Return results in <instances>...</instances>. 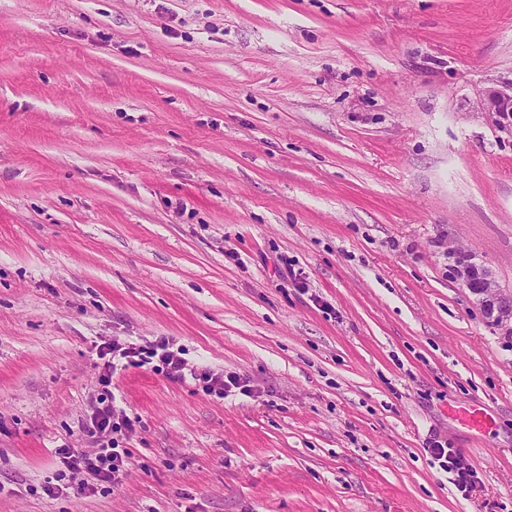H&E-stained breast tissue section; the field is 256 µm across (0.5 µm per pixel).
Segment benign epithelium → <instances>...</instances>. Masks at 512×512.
Segmentation results:
<instances>
[{
  "mask_svg": "<svg viewBox=\"0 0 512 512\" xmlns=\"http://www.w3.org/2000/svg\"><path fill=\"white\" fill-rule=\"evenodd\" d=\"M478 107L491 114L500 129L512 131V79L487 87ZM446 257L452 277L473 296L485 319L501 335L512 337V289L499 287L491 270L468 250L450 248Z\"/></svg>",
  "mask_w": 512,
  "mask_h": 512,
  "instance_id": "7a95c632",
  "label": "benign epithelium"
}]
</instances>
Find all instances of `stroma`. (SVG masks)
<instances>
[{
    "label": "stroma",
    "mask_w": 512,
    "mask_h": 512,
    "mask_svg": "<svg viewBox=\"0 0 512 512\" xmlns=\"http://www.w3.org/2000/svg\"><path fill=\"white\" fill-rule=\"evenodd\" d=\"M492 78L512 0H0V512H512V338L446 259L512 289ZM115 336L253 393L128 368L124 482L46 495ZM459 417L469 429L477 434L485 432L492 425V417L483 409L462 408L459 410ZM428 448L440 469L453 474L452 483L461 495L471 497L477 482V471L473 464L465 461L453 448H448V443L434 441Z\"/></svg>",
    "instance_id": "1"
}]
</instances>
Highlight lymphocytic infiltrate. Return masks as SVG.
Instances as JSON below:
<instances>
[{"label":"lymphocytic infiltrate","instance_id":"f902f5d3","mask_svg":"<svg viewBox=\"0 0 512 512\" xmlns=\"http://www.w3.org/2000/svg\"><path fill=\"white\" fill-rule=\"evenodd\" d=\"M98 356L102 361L99 368L100 391L93 401L94 411L83 422L82 429L94 443L93 448L76 452L62 447L58 453L64 468L58 474L59 482L74 487L76 493H83V486L73 485V475L86 471L95 481L110 486L122 484L127 472L128 453L120 448L119 438L133 431L132 420L118 413L111 391L113 379L127 367L153 365L155 371L173 381L192 379L195 386L208 396L224 398L232 394L251 395L252 389L240 375L224 373L188 362L181 347L169 339L161 338L144 344L134 343L121 337L102 343ZM430 452L444 472L453 476V484L463 497H471L477 482V471L473 464L465 461L447 444L435 441Z\"/></svg>","mask_w":512,"mask_h":512}]
</instances>
